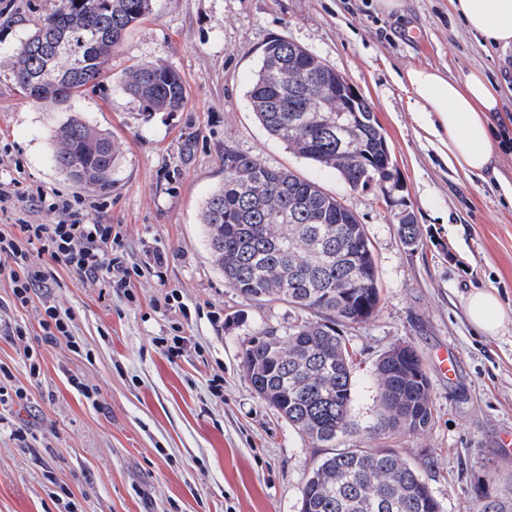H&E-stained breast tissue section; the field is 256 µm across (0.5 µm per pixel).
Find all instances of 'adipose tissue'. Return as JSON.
Returning a JSON list of instances; mask_svg holds the SVG:
<instances>
[{
  "instance_id": "adipose-tissue-1",
  "label": "adipose tissue",
  "mask_w": 512,
  "mask_h": 512,
  "mask_svg": "<svg viewBox=\"0 0 512 512\" xmlns=\"http://www.w3.org/2000/svg\"><path fill=\"white\" fill-rule=\"evenodd\" d=\"M452 10L484 44L512 50V0H450ZM410 111L426 122L427 133L442 146L448 164L468 177L495 171L491 119L503 96L499 83L478 73L448 78L435 67H410L401 76ZM469 321L484 335H496L505 318L497 294L479 289L466 299Z\"/></svg>"
}]
</instances>
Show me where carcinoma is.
Listing matches in <instances>:
<instances>
[{
    "label": "carcinoma",
    "instance_id": "cac0c4a2",
    "mask_svg": "<svg viewBox=\"0 0 512 512\" xmlns=\"http://www.w3.org/2000/svg\"><path fill=\"white\" fill-rule=\"evenodd\" d=\"M57 0L17 47L13 77L34 101L66 103L99 83L128 30L152 12L153 0ZM343 76L285 37L268 41L251 81L252 111L266 130L313 164L333 169L350 190L391 179L389 148L368 99L354 126L336 139L305 111L293 86L330 92ZM128 96L150 112H177L185 87L171 67L150 62L124 74ZM54 162L73 183L98 194L112 188L119 150L111 134L72 116L51 131ZM214 264L245 300L282 302L296 318L257 332L242 352L245 376L259 397L314 448L333 452L318 461L301 488L300 512H441L425 480L394 450L338 448L353 422L354 381L342 327L371 319L380 283L364 225L342 198L290 170L224 148V184L200 215ZM402 242L417 247L412 215L398 225ZM380 419L374 434H415L432 419L431 384L408 345L387 351L376 366Z\"/></svg>",
    "mask_w": 512,
    "mask_h": 512
}]
</instances>
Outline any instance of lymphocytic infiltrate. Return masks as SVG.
<instances>
[{"mask_svg": "<svg viewBox=\"0 0 512 512\" xmlns=\"http://www.w3.org/2000/svg\"><path fill=\"white\" fill-rule=\"evenodd\" d=\"M91 202L80 196L64 197L24 185L19 179L0 181V212L21 211L22 216L9 229L0 230V273L7 274L14 300L21 307L33 303V295L44 283L46 274L38 256L63 266L82 281L95 286L130 291L133 281L144 272L162 276L167 257L162 250L147 251L145 265L128 263L123 254L113 251L122 239L116 224L91 220ZM31 212L57 215L47 224L28 220ZM38 323L45 343H66L78 349L72 334L73 316L50 303H43Z\"/></svg>", "mask_w": 512, "mask_h": 512, "instance_id": "lymphocytic-infiltrate-1", "label": "lymphocytic infiltrate"}]
</instances>
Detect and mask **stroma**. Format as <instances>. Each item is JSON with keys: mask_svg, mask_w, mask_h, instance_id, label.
Listing matches in <instances>:
<instances>
[{"mask_svg": "<svg viewBox=\"0 0 512 512\" xmlns=\"http://www.w3.org/2000/svg\"><path fill=\"white\" fill-rule=\"evenodd\" d=\"M54 0H13L0 14V144L28 186L84 193L52 161L49 132L76 112L121 145L97 218L121 225L127 259L147 249L168 255L162 277L146 276L134 301L100 292L50 264L39 298L71 310L86 350L42 340L35 308H14L0 275V318L26 327L39 354L32 379L15 343L0 332V362L29 391V401L0 420V512H58L66 491L79 512H299L300 490L322 448L311 447L262 401L241 366L244 345L294 313L280 302L258 304L229 288L211 260L200 222L206 198L224 181V149L312 179L343 197L365 225L381 283L374 317L345 329L353 364L354 422L347 445L395 449L428 483L441 512H484L485 498L512 489V141L498 143L496 177L463 179L452 171L406 107L396 78L406 67L431 66L464 78L482 72L507 81L501 118L512 137V71L483 46L448 0H153L112 56L111 72L67 106L32 101L10 70L13 48L39 24ZM284 37L348 78L373 106L387 137L395 176L365 191L346 188L336 171L291 153L252 112L247 91L266 42ZM162 62L182 77L184 107L148 112L126 95L121 76L141 62ZM422 230L419 246L397 234L401 214ZM495 289L506 312L498 335L468 321L465 299ZM175 291L187 312L154 308ZM191 337L199 350L168 358L159 336ZM397 345L419 355L432 390L433 421L411 435L374 436L378 422L375 366ZM455 352L454 378L439 373L436 354ZM224 378V395L208 381ZM101 389L88 404L71 379ZM29 430L25 441L11 435Z\"/></svg>", "mask_w": 512, "mask_h": 512, "instance_id": "1", "label": "stroma"}]
</instances>
